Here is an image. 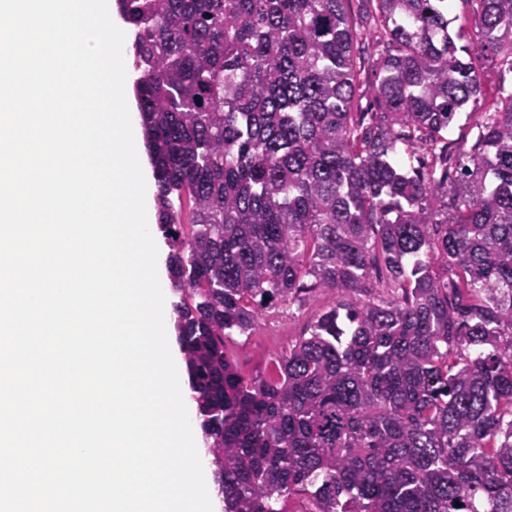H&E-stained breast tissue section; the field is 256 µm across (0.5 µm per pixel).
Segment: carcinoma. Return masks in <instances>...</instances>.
<instances>
[{"instance_id":"obj_1","label":"carcinoma","mask_w":512,"mask_h":512,"mask_svg":"<svg viewBox=\"0 0 512 512\" xmlns=\"http://www.w3.org/2000/svg\"><path fill=\"white\" fill-rule=\"evenodd\" d=\"M376 2L356 112L351 0H116L224 512H512V93L438 178L398 149H448L481 53L512 73V0ZM316 290L244 375L225 341ZM460 7L461 5H458L455 12L459 19L450 24L449 31L453 36L457 33L461 34V39H455L458 46L471 47L478 26V20L470 11L462 10Z\"/></svg>"}]
</instances>
